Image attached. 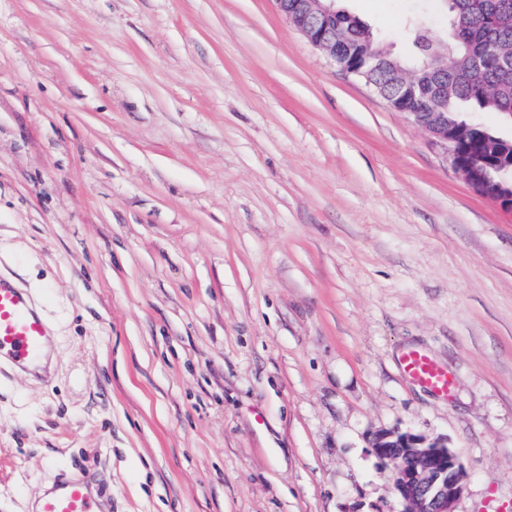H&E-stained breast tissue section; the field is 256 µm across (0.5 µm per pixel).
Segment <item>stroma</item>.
Here are the masks:
<instances>
[{
  "label": "stroma",
  "mask_w": 512,
  "mask_h": 512,
  "mask_svg": "<svg viewBox=\"0 0 512 512\" xmlns=\"http://www.w3.org/2000/svg\"><path fill=\"white\" fill-rule=\"evenodd\" d=\"M337 4L398 57L448 32ZM2 276L52 347L0 373V512L82 475L106 512H402L393 428L459 450L455 512L512 501V213L275 0H0ZM400 367L409 378L435 395L448 399L451 394L452 376L427 353L420 350L405 352L400 358Z\"/></svg>",
  "instance_id": "stroma-1"
}]
</instances>
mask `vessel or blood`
<instances>
[{"label":"vessel or blood","mask_w":512,"mask_h":512,"mask_svg":"<svg viewBox=\"0 0 512 512\" xmlns=\"http://www.w3.org/2000/svg\"><path fill=\"white\" fill-rule=\"evenodd\" d=\"M51 343L48 328L29 297L0 278V371H34L41 367ZM402 371L417 384L448 398L453 378L447 369L420 350L405 352ZM100 501L83 481L62 479L38 500L35 512H99Z\"/></svg>","instance_id":"1"}]
</instances>
